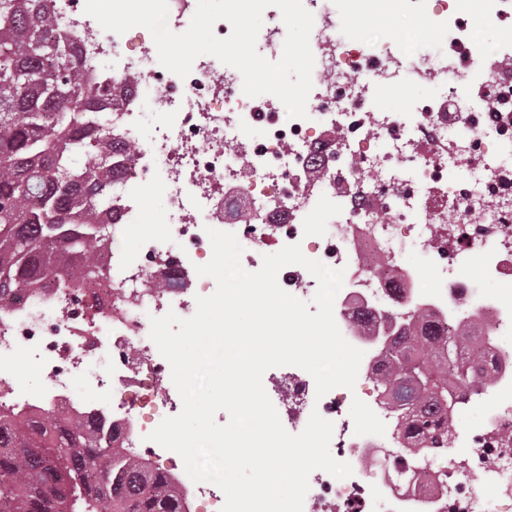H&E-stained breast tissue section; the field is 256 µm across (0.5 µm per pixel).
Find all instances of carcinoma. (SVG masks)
I'll return each mask as SVG.
<instances>
[{
    "label": "carcinoma",
    "instance_id": "cac0c4a2",
    "mask_svg": "<svg viewBox=\"0 0 512 512\" xmlns=\"http://www.w3.org/2000/svg\"><path fill=\"white\" fill-rule=\"evenodd\" d=\"M119 87L76 67L47 0H0V296L18 298L65 275L90 288L102 275L116 159L132 154L100 112ZM425 315L395 325L372 379L396 419L398 463L448 447L465 395L493 379L497 358L473 323L428 335ZM68 475L61 491L46 457ZM0 512H185L171 477L112 447L80 420L0 413Z\"/></svg>",
    "mask_w": 512,
    "mask_h": 512
}]
</instances>
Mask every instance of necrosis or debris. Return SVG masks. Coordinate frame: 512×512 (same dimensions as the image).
<instances>
[{"label": "necrosis or debris", "mask_w": 512, "mask_h": 512, "mask_svg": "<svg viewBox=\"0 0 512 512\" xmlns=\"http://www.w3.org/2000/svg\"><path fill=\"white\" fill-rule=\"evenodd\" d=\"M314 17L310 47L313 88L303 119H283L273 95L248 97L240 73L214 56L197 58L187 77L158 61L150 33L104 31L85 0H52L55 32L75 48L84 74L102 82L124 77L128 94L110 106L121 138L132 144L116 183L119 229L162 221L163 237L147 232L139 254L112 253L95 294L50 282L0 303V412L79 415L158 472H177L188 512H221L214 484L193 482L176 452L148 435L178 408L175 387L159 389L170 369L150 339V320L179 309L195 314L188 276L207 257V228L221 224L243 248L248 271L285 245L344 272L333 307L344 338L368 343L350 329L363 309L396 322L427 308L441 326L477 317L501 336L499 371L480 394L484 428L455 431L460 450L430 469L421 493L397 474L366 465L378 432L351 431L344 404L351 390L316 397L311 375H292L287 394L274 382L288 431L300 433L312 411L333 422L339 460L350 477L322 470L309 477L303 512H505L512 507V0H411L423 18L407 47L368 28L378 0H307ZM495 25L485 41L479 24ZM429 93L406 111L387 112L376 94L410 81ZM156 125L141 130L147 115ZM165 195L161 217L140 204ZM418 252L423 267L406 264ZM483 265L471 275L470 256ZM430 273L434 287L420 285ZM166 278L170 287H155ZM494 283V293L480 289ZM37 365L46 388L21 384L19 359Z\"/></svg>", "instance_id": "necrosis-or-debris-1"}]
</instances>
